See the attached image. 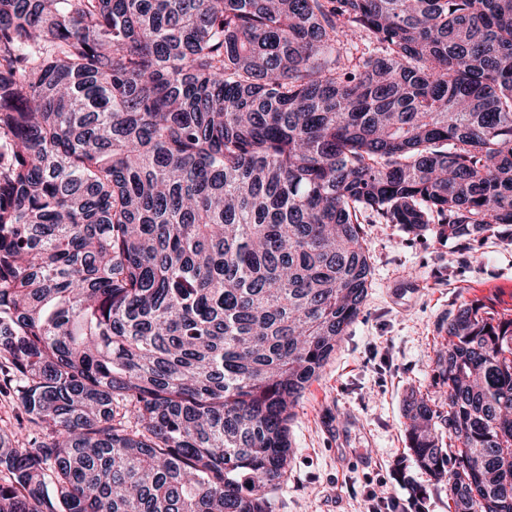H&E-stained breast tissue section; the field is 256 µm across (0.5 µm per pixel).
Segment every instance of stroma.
<instances>
[{
  "label": "stroma",
  "mask_w": 512,
  "mask_h": 512,
  "mask_svg": "<svg viewBox=\"0 0 512 512\" xmlns=\"http://www.w3.org/2000/svg\"><path fill=\"white\" fill-rule=\"evenodd\" d=\"M372 280L335 355L288 428L294 451L274 512H372L409 504L397 474L409 457L404 400L432 384L441 326L478 302L512 315V237L476 245L364 227Z\"/></svg>",
  "instance_id": "35a3bbf8"
}]
</instances>
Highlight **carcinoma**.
Returning a JSON list of instances; mask_svg holds the SVG:
<instances>
[{"label":"carcinoma","instance_id":"1","mask_svg":"<svg viewBox=\"0 0 512 512\" xmlns=\"http://www.w3.org/2000/svg\"><path fill=\"white\" fill-rule=\"evenodd\" d=\"M0 143V512H272L363 225L512 226V0H0ZM433 384L410 461L512 512V317Z\"/></svg>","mask_w":512,"mask_h":512}]
</instances>
